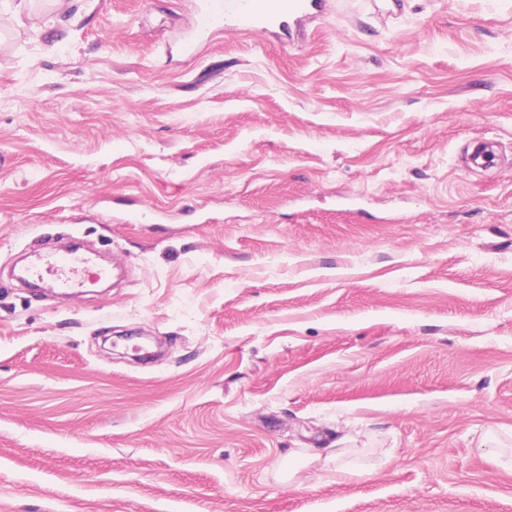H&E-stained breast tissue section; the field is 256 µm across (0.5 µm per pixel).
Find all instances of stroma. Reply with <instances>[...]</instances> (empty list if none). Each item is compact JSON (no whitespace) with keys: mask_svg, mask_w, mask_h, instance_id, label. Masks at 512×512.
<instances>
[{"mask_svg":"<svg viewBox=\"0 0 512 512\" xmlns=\"http://www.w3.org/2000/svg\"><path fill=\"white\" fill-rule=\"evenodd\" d=\"M13 2L0 512H512V0ZM57 234L124 279L22 285ZM325 0H199L196 28L200 32L218 29L260 34L269 30L288 33L291 23L321 13Z\"/></svg>","mask_w":512,"mask_h":512,"instance_id":"obj_1","label":"stroma"}]
</instances>
